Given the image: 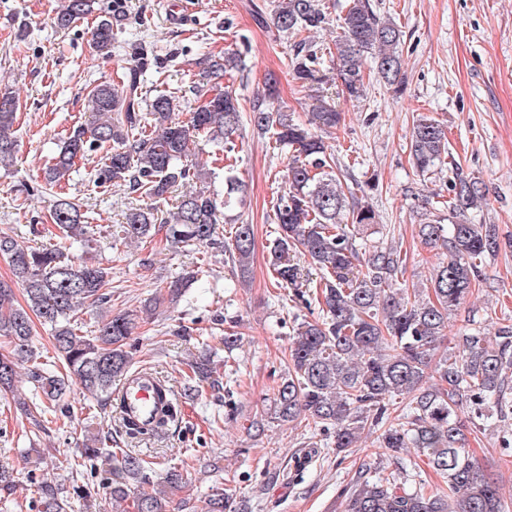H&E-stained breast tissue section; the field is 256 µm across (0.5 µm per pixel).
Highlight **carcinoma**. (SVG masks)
Segmentation results:
<instances>
[{
  "label": "carcinoma",
  "mask_w": 512,
  "mask_h": 512,
  "mask_svg": "<svg viewBox=\"0 0 512 512\" xmlns=\"http://www.w3.org/2000/svg\"><path fill=\"white\" fill-rule=\"evenodd\" d=\"M95 0H67L54 18L58 29L69 28L94 11ZM126 15V0H112L91 33L101 57H112L113 31ZM278 32L299 36L323 27L327 12L321 0H277L269 14ZM335 42L338 77L350 99L364 95L363 65L373 59L378 77L394 92L403 90L399 47L402 30L383 20L370 0H348L339 16ZM319 47L304 37L295 46L291 65L305 83L319 81ZM242 66L236 54L209 60L203 78L224 79V73ZM159 67L151 44L135 48L118 83L95 85L87 95L86 123L75 127L45 172L49 186H57L73 172L75 159L105 144L110 146L95 182L119 184L147 198L133 208L121 225L123 240L148 238L156 227L166 229L171 242L214 244L220 240L222 212L244 202L245 186L234 167H224V196L209 189L188 191L175 210L161 214L160 203L175 188L203 181L211 173L193 157L190 146L200 138L235 150L234 135L247 120L260 135H270L278 149L294 152L288 163V192L274 205L276 236L270 265L282 288L303 298L306 279L294 254L307 256L319 271L315 299L323 318L298 324L289 350L288 373L273 396V419L313 422L327 439L326 446L341 454L356 447L361 435L377 433L381 447L398 457L409 451L425 457L446 487L429 492L410 479L379 473L358 476L345 500L344 512H505L500 487L487 479L473 457L460 413L468 409L477 420L483 410L500 418L512 415L508 374L512 373V325L498 328L494 339L471 328L459 336L460 355L436 357L448 313L472 294L483 259L498 251L496 228L470 224L465 211L483 198L478 182L456 173L453 205L448 217L424 213L418 236L430 247H443L448 258L431 277L426 298L397 287L403 258L398 248L357 242L376 224L369 205L349 201L339 175L330 164L322 137L275 104L277 80L269 77L264 93L253 99L243 117L238 98L225 90L198 106L185 120L172 117L173 97L158 94L147 99L144 76ZM19 101L0 92V167L14 162V123ZM342 113L316 98L312 124L328 131L340 125ZM414 167L424 175L438 171L448 156V132L438 121L416 120L409 142ZM49 217L61 232L50 247L33 248L0 235V258L11 267L13 278L0 279V336L13 344L0 354V392L13 389L19 365L31 363L29 374L35 402L29 413L44 418L56 413L69 382L77 381L89 397L104 402L115 413L116 431L134 439L145 429L121 416L115 378L128 375L133 353L127 340L135 323L126 313L97 322L92 334H78V313L107 301L103 288L109 272L97 263L75 261V244L91 248L90 225L79 204L67 197L50 201ZM255 231L252 224H235L224 246L240 278L251 274ZM26 294V306L15 303V286ZM50 327L57 362H34V320ZM409 398L403 421L385 425L390 401ZM179 404L169 408L155 424L159 434L178 421ZM112 435L95 439L80 451L77 467L103 457L112 458V472L102 490L114 502L131 501L133 512H168L167 491L155 485L151 462L136 448H109ZM40 512H68L69 502L59 496L51 480L38 483ZM207 512H234L233 496L218 490L208 499Z\"/></svg>",
  "instance_id": "cac0c4a2"
}]
</instances>
